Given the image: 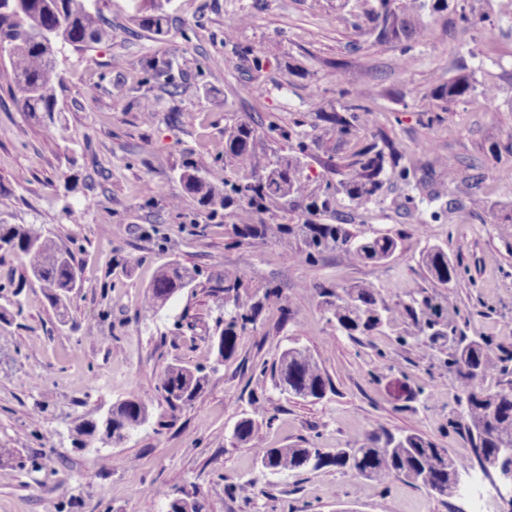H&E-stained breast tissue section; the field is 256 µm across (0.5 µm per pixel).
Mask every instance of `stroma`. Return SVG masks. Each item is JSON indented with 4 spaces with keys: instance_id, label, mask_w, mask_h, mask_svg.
<instances>
[{
    "instance_id": "stroma-1",
    "label": "stroma",
    "mask_w": 512,
    "mask_h": 512,
    "mask_svg": "<svg viewBox=\"0 0 512 512\" xmlns=\"http://www.w3.org/2000/svg\"><path fill=\"white\" fill-rule=\"evenodd\" d=\"M423 2L414 13L422 36L379 43L356 28L375 0H169L162 37L138 24L152 0H100L112 34L87 49L62 47L51 133L0 77V220L43 225L83 268L65 324L40 288L0 293V448L43 464L0 466V512H142L144 489L156 512L183 489L202 512H467L461 497L333 466L273 474L257 455L304 442L331 451L379 428L468 452L447 342L417 344L404 318L355 343L337 331L317 285L372 283L393 307L413 296L452 304L469 337H489L498 355L512 351V227L488 217L512 202V156L490 152L512 140V0H448L440 11ZM460 4L471 27L457 20ZM153 61L172 62L171 77L154 75ZM462 75L469 94L449 104L435 97ZM487 86L494 99L482 96ZM348 104L371 108L363 140L387 133L408 160V179L386 176L377 200L336 203V223L354 234L398 240L388 262L336 250L308 261L304 234L283 231L307 215L281 200L266 202L253 235L235 208L213 211L183 194L189 164L246 181L248 170L224 156V130L238 122L256 127L261 151L288 156L306 143L303 175L322 189L350 148L313 128L318 113ZM446 159L462 179L480 167V204L462 179L449 183ZM432 188L441 196L429 203ZM433 245L466 268L454 287L422 263ZM170 261L197 277L142 322L148 287ZM227 276L239 279L241 302L265 307L221 362L213 341L228 309L213 289ZM291 347L308 350L330 378L323 399L282 393L261 374ZM170 364L204 366L209 378L175 412L156 389ZM137 394L152 398L148 421L124 443L75 447V418ZM244 418L257 429L246 445L234 436Z\"/></svg>"
}]
</instances>
